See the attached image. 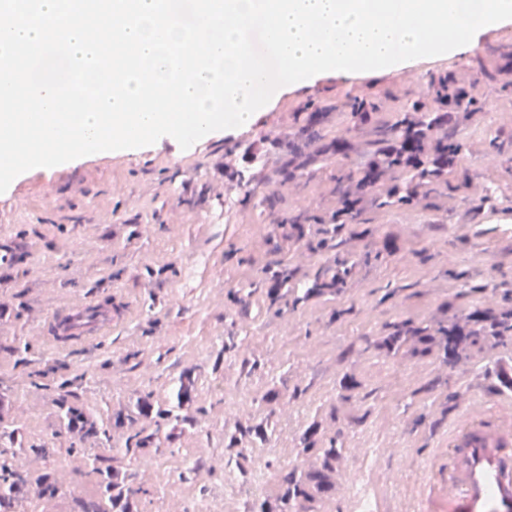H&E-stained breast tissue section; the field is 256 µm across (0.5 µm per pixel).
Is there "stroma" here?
I'll return each instance as SVG.
<instances>
[{"mask_svg": "<svg viewBox=\"0 0 512 512\" xmlns=\"http://www.w3.org/2000/svg\"><path fill=\"white\" fill-rule=\"evenodd\" d=\"M477 56L501 82L512 81V41L482 35L457 54L412 66L485 100L490 91L471 63ZM394 74L325 75L281 92L250 128L186 150L164 138L134 155L32 169L0 194V392L13 402L0 421L18 425L23 441L42 451L14 512H79V503L99 497L88 469L103 442L68 433L59 416L64 393L90 420L110 423L115 468L147 491L138 512L200 498L224 500L234 512L275 501L281 474L302 463L299 438L311 426L315 445L335 441L358 476L349 495H317L313 512H347L350 496L367 501L371 478L389 488L396 512H410L416 489L442 477L431 464L440 432L464 394L505 390L500 369L512 359L511 340L473 336L449 356L442 339L449 324L512 296V162L490 159L483 135L488 128L512 137V103L497 101L460 128V168L469 174L461 194L442 189L409 208L368 213L335 239L322 223L288 222L304 209L335 211V165L283 184L273 154L261 163L265 184L232 192L218 172L224 162L241 163L253 138H282L315 107L347 95L379 103L380 122L433 105L420 83ZM261 194L274 196V208L259 205ZM339 254L351 268L343 289L294 305L316 275L335 272ZM276 264L290 281L273 311L268 269ZM107 294L127 310L100 342L63 351L42 342L37 314L58 313L76 295ZM403 323L428 328L429 353L409 343L378 349L379 337ZM230 336L238 352H224ZM188 374L194 384L182 413L193 426L173 429L149 458L126 457V421L152 431ZM272 389L279 398L266 401ZM239 405L248 420L269 423L267 440H249L240 456L224 442L239 424ZM378 451L386 458L375 469L369 457ZM184 456L197 457L198 469L182 472ZM43 478L58 492L42 493Z\"/></svg>", "mask_w": 512, "mask_h": 512, "instance_id": "stroma-1", "label": "stroma"}]
</instances>
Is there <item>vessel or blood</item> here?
<instances>
[{
    "label": "vessel or blood",
    "mask_w": 512,
    "mask_h": 512,
    "mask_svg": "<svg viewBox=\"0 0 512 512\" xmlns=\"http://www.w3.org/2000/svg\"><path fill=\"white\" fill-rule=\"evenodd\" d=\"M53 345L93 344L112 327V306L77 296L67 309L41 315ZM448 475L418 494L427 512H512V392L484 400L467 394L448 421Z\"/></svg>",
    "instance_id": "obj_1"
}]
</instances>
